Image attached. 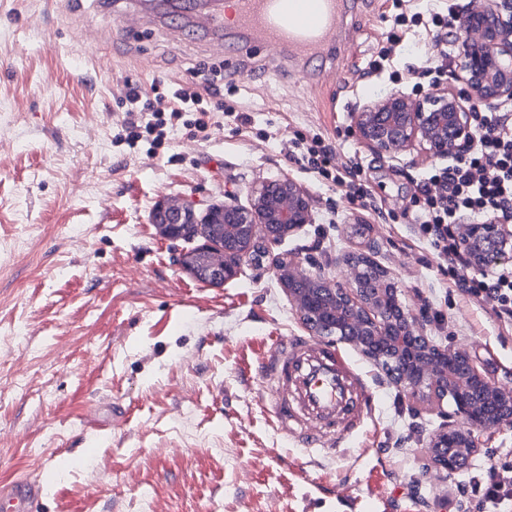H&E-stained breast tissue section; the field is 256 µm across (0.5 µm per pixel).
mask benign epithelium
Returning a JSON list of instances; mask_svg holds the SVG:
<instances>
[{
    "mask_svg": "<svg viewBox=\"0 0 512 512\" xmlns=\"http://www.w3.org/2000/svg\"><path fill=\"white\" fill-rule=\"evenodd\" d=\"M457 20L462 33L473 37L461 40L444 86L415 97L394 90L358 106L356 133L377 157L396 159L417 144L434 161H462L476 140L471 105L512 101V0H469ZM314 209V197L292 176L261 181L245 205L208 206L203 222L217 225L221 236L203 238L181 252L178 263L198 281L219 287L238 278L256 255L268 258L309 335L328 333L351 346L387 372L414 404L436 412L439 423L423 448L426 472L452 476L476 452L480 433L512 422V386L491 380L465 348L430 339L427 310L403 301L399 282L374 259L376 240L334 259L336 277L312 257L278 251L314 223ZM150 220L162 237L175 241L198 223L194 205L175 197L158 202ZM460 228L473 269L512 259L511 225L492 218ZM365 265L382 281L371 292L361 287Z\"/></svg>",
    "mask_w": 512,
    "mask_h": 512,
    "instance_id": "7a95c632",
    "label": "benign epithelium"
}]
</instances>
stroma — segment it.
Wrapping results in <instances>:
<instances>
[{"label": "stroma", "mask_w": 512, "mask_h": 512, "mask_svg": "<svg viewBox=\"0 0 512 512\" xmlns=\"http://www.w3.org/2000/svg\"><path fill=\"white\" fill-rule=\"evenodd\" d=\"M390 0H365L353 48L315 83L279 74L281 49L219 50L204 34L158 28L125 0H0V480L37 475L40 512H454L465 471L435 480L424 443L438 423L416 413L382 371L354 355L377 391L366 433L335 458L279 434L262 406L258 366L273 340L301 332L277 278L246 269L221 287L177 263L149 219L185 196L246 202L252 185L284 174L317 200L315 221L288 252H354L372 226L377 261L427 308L430 334L463 344L492 380L512 383V331L458 296L426 241L414 236L416 196L434 167L411 150L375 156L355 133L365 101L393 90L365 75L386 44ZM417 27L392 54L409 94L437 53ZM235 84L224 102L250 125L222 119L199 140L174 131L167 148L113 146L124 81L166 92L196 65ZM336 142L333 167L356 156L375 210L320 185L287 160L296 135Z\"/></svg>", "instance_id": "obj_1"}]
</instances>
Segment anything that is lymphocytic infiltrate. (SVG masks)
<instances>
[{
  "mask_svg": "<svg viewBox=\"0 0 512 512\" xmlns=\"http://www.w3.org/2000/svg\"><path fill=\"white\" fill-rule=\"evenodd\" d=\"M122 108L116 144L133 148L143 142L152 154L165 144L173 128L203 134L218 113L240 125L250 122L247 113L225 107L224 84L214 74L170 82L160 106L140 85L125 82ZM472 110L477 129L474 148L466 160L431 173V180L441 181L443 192L435 197L421 189L417 234L433 248L452 290L490 305L500 324L508 328L512 326V263L471 272L460 223L465 218L480 221L488 217L512 223V113L480 102L473 103ZM335 153L332 140L319 134L300 135L292 141L288 157L321 183L343 188L362 208L372 207V196L360 180V164L351 158L343 169L332 170ZM461 497L474 503L478 512H512V450L501 451L493 465L471 477Z\"/></svg>",
  "mask_w": 512,
  "mask_h": 512,
  "instance_id": "1",
  "label": "lymphocytic infiltrate"
}]
</instances>
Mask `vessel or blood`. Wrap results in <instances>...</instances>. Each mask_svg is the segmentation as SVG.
<instances>
[{"label": "vessel or blood", "instance_id": "obj_1", "mask_svg": "<svg viewBox=\"0 0 512 512\" xmlns=\"http://www.w3.org/2000/svg\"><path fill=\"white\" fill-rule=\"evenodd\" d=\"M240 37L287 48L289 59L323 57L357 0H236ZM264 407L276 429L297 445L336 455L362 433L376 404L366 375L334 341L281 336L261 363ZM40 477L0 482V512H36Z\"/></svg>", "mask_w": 512, "mask_h": 512}]
</instances>
